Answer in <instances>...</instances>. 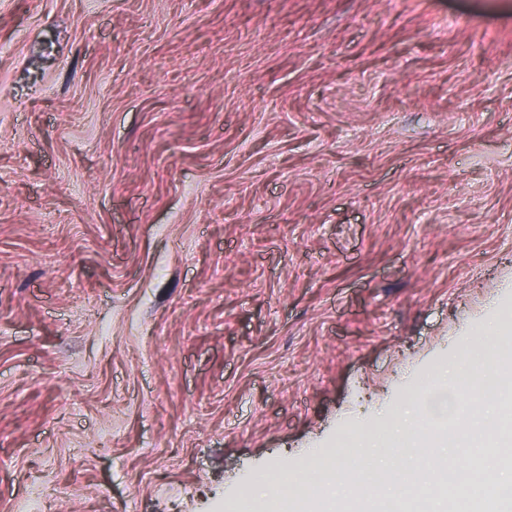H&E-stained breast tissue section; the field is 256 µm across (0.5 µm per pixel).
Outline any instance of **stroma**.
Here are the masks:
<instances>
[{"instance_id":"obj_1","label":"stroma","mask_w":512,"mask_h":512,"mask_svg":"<svg viewBox=\"0 0 512 512\" xmlns=\"http://www.w3.org/2000/svg\"><path fill=\"white\" fill-rule=\"evenodd\" d=\"M512 312V0H0V512H238Z\"/></svg>"}]
</instances>
